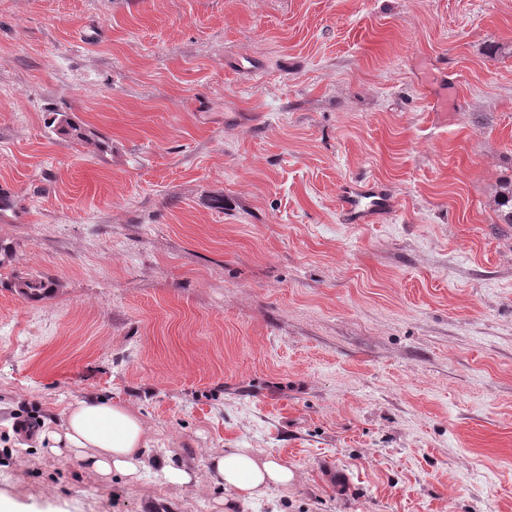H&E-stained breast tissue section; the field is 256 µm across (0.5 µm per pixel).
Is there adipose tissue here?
Returning a JSON list of instances; mask_svg holds the SVG:
<instances>
[{
    "instance_id": "ef3b65f1",
    "label": "adipose tissue",
    "mask_w": 512,
    "mask_h": 512,
    "mask_svg": "<svg viewBox=\"0 0 512 512\" xmlns=\"http://www.w3.org/2000/svg\"><path fill=\"white\" fill-rule=\"evenodd\" d=\"M38 441L52 454L101 476L116 473L132 484L143 476L144 428L137 416L107 399L90 397L70 403L44 422ZM207 463L218 482L243 501L294 478L293 471L279 459L243 449L213 454Z\"/></svg>"
}]
</instances>
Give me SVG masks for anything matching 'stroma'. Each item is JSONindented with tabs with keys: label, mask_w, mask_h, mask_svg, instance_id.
<instances>
[{
	"label": "stroma",
	"mask_w": 512,
	"mask_h": 512,
	"mask_svg": "<svg viewBox=\"0 0 512 512\" xmlns=\"http://www.w3.org/2000/svg\"><path fill=\"white\" fill-rule=\"evenodd\" d=\"M510 180L512 0H0V492L512 512ZM365 181L396 213L340 223ZM91 395L141 419L139 483L18 427ZM235 448L293 481L235 502L207 466ZM50 118L47 121V128L56 135L72 136L79 144L93 145L95 150L103 156L107 154L109 145L106 140L92 134L94 138L80 132L73 118L68 112H49Z\"/></svg>",
	"instance_id": "1"
}]
</instances>
